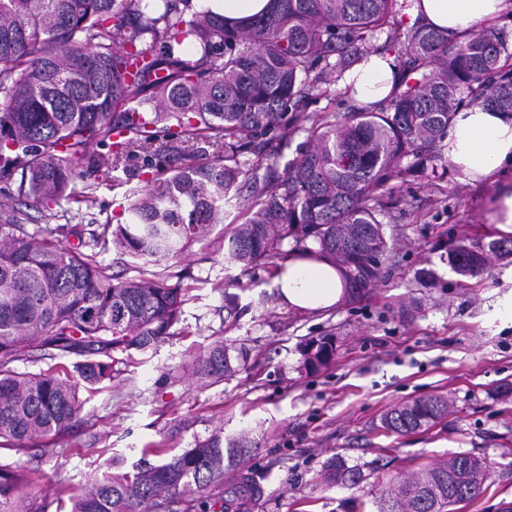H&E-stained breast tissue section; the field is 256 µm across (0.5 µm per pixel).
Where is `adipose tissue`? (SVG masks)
Wrapping results in <instances>:
<instances>
[{"mask_svg":"<svg viewBox=\"0 0 512 512\" xmlns=\"http://www.w3.org/2000/svg\"><path fill=\"white\" fill-rule=\"evenodd\" d=\"M511 0H413L409 23L456 37L497 21ZM396 59L372 54L349 71L357 104L385 99L395 83ZM444 152L466 183L485 187L490 201V222L503 235H512V115L479 105L461 108L444 140ZM275 286L282 303L321 311L341 302V272L324 258L291 257L282 262Z\"/></svg>","mask_w":512,"mask_h":512,"instance_id":"obj_1","label":"adipose tissue"}]
</instances>
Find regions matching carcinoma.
Here are the masks:
<instances>
[{"label":"carcinoma","instance_id":"carcinoma-1","mask_svg":"<svg viewBox=\"0 0 512 512\" xmlns=\"http://www.w3.org/2000/svg\"><path fill=\"white\" fill-rule=\"evenodd\" d=\"M409 6L273 0L242 28L209 9L190 11L191 0H0V182L14 198L47 213L75 204L72 218L82 219L124 161L144 162V185L125 195V221L50 230L77 238L76 247L27 232L22 211L0 207V449L61 437L83 407L80 391L112 380L116 355L171 335L188 289L171 282L169 262L228 217L224 261L244 272L325 254L345 270L353 297L378 278L390 252L383 227L392 182L435 167L461 106L512 114V49L500 32L450 41L419 25L378 107L306 111L303 102L327 94ZM300 130L313 133L311 145L273 176ZM109 249L140 261L138 275L108 274L97 251ZM448 255L461 275L487 270L473 246L453 244ZM229 351L212 343L195 357V373L217 382L233 375ZM44 356L79 361L61 373L12 367ZM302 356L308 370L328 366L331 338L308 341ZM447 413V398L430 394L390 408L381 428L425 431ZM247 447L224 451L219 430L161 465L104 473L70 495V512H160L175 503L224 512V492L243 491L224 486V461ZM489 475L478 457L454 454L386 487L384 502L388 512H452L476 500ZM360 478L338 457L322 474L328 486ZM24 485L21 467L0 462V512H49L46 498L29 507Z\"/></svg>","mask_w":512,"mask_h":512}]
</instances>
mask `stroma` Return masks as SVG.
<instances>
[{"instance_id": "1", "label": "stroma", "mask_w": 512, "mask_h": 512, "mask_svg": "<svg viewBox=\"0 0 512 512\" xmlns=\"http://www.w3.org/2000/svg\"><path fill=\"white\" fill-rule=\"evenodd\" d=\"M387 220L391 257L377 282L322 314L280 302L273 265L249 272L225 266L223 226L170 267L189 288L172 336L117 364L112 381L82 392L83 408L50 454L19 455L28 492L55 498L59 486H85L109 470L159 465L222 431L248 439L245 462L229 467L255 495L240 512H382L381 493L407 469L459 453L491 467L484 493L460 512L512 506V258L490 256L480 277L458 274L449 243L488 246L485 194L457 170L397 189ZM242 283L241 311L224 319V287ZM330 335L336 354L317 372L303 367L309 339ZM243 349L245 366L220 382L193 374L196 355L215 341ZM448 396V417L427 431L380 430L395 405ZM340 457L359 468L352 486L321 475Z\"/></svg>"}]
</instances>
